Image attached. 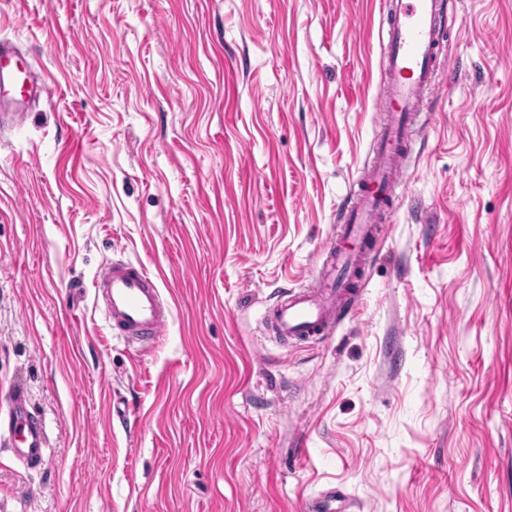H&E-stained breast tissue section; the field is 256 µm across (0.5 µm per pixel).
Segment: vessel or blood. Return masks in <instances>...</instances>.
<instances>
[{"instance_id":"1","label":"vessel or blood","mask_w":512,"mask_h":512,"mask_svg":"<svg viewBox=\"0 0 512 512\" xmlns=\"http://www.w3.org/2000/svg\"><path fill=\"white\" fill-rule=\"evenodd\" d=\"M445 8V0H389L382 34L385 81L375 102L383 123L372 142L373 161L341 209L314 287L284 291L266 309L263 326L281 342L322 340L334 332L339 319L356 308L358 283L377 225L397 196L407 158L408 129L436 86ZM18 52L17 46L0 43V104L13 105L7 119L15 128L25 124L29 103L44 92L42 79L20 66ZM93 287L113 330L144 349L159 341L171 309L156 278L140 264L129 260L107 263L98 271ZM28 406L24 392L11 395L7 432L15 456L30 465L43 458L46 430Z\"/></svg>"}]
</instances>
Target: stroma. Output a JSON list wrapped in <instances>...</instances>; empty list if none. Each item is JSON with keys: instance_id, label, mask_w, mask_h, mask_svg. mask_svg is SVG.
Here are the masks:
<instances>
[{"instance_id": "obj_1", "label": "stroma", "mask_w": 512, "mask_h": 512, "mask_svg": "<svg viewBox=\"0 0 512 512\" xmlns=\"http://www.w3.org/2000/svg\"><path fill=\"white\" fill-rule=\"evenodd\" d=\"M386 0H0V512H512V0H451L353 317L283 344L378 130ZM155 275L152 349L94 303ZM82 293L71 297L74 284ZM128 408V420L115 411ZM19 51L15 45L0 42V105L9 101L14 106V112L5 115L13 128L25 124L28 104L44 92L42 79L19 65L15 58ZM94 296L102 303L110 327L141 348L153 347L164 334L171 309L155 277L140 264L117 260L98 271ZM29 402L23 391L10 397L7 414V432L14 448L15 456L30 465L42 460L46 448L44 421L31 413Z\"/></svg>"}]
</instances>
